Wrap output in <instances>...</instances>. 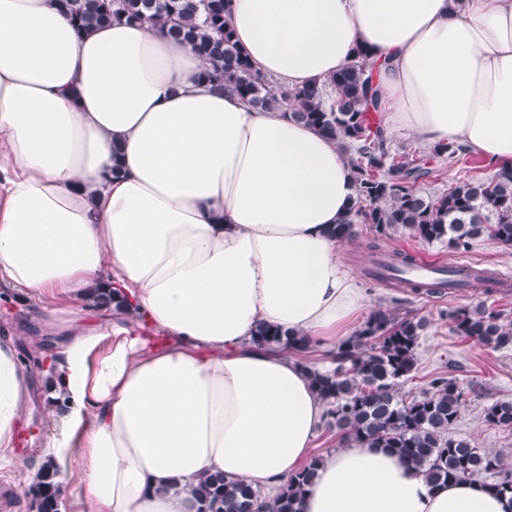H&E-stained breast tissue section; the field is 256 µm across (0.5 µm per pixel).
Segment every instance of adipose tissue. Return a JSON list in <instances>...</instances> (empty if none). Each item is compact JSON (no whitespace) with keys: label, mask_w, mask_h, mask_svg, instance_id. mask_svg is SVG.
<instances>
[{"label":"adipose tissue","mask_w":512,"mask_h":512,"mask_svg":"<svg viewBox=\"0 0 512 512\" xmlns=\"http://www.w3.org/2000/svg\"><path fill=\"white\" fill-rule=\"evenodd\" d=\"M240 52L291 88L367 53L388 132L512 168V0H232ZM204 59L148 23L78 31L58 0H0V281L49 298L43 457L73 512H196L221 475L269 512L312 459L327 405L261 325L329 346L369 303L331 231L352 214L339 144L284 108L206 84ZM126 308L78 313L94 289ZM35 390L0 341V449ZM300 512H512L479 481L430 484L348 440Z\"/></svg>","instance_id":"obj_1"}]
</instances>
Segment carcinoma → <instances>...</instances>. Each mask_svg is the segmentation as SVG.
Here are the masks:
<instances>
[{"instance_id": "carcinoma-1", "label": "carcinoma", "mask_w": 512, "mask_h": 512, "mask_svg": "<svg viewBox=\"0 0 512 512\" xmlns=\"http://www.w3.org/2000/svg\"><path fill=\"white\" fill-rule=\"evenodd\" d=\"M231 0H64L62 7L78 28L90 29L112 20L147 21L190 44L207 62L202 77L248 102L267 109L292 104L289 115L334 139L352 154L357 199L353 218L334 227L338 241L356 235L355 225L368 224L374 239L370 249L402 228L428 243L447 244L467 253L473 243L490 236L512 246V170L489 178L469 176L448 188L438 198L422 190L421 182L436 160L458 163L467 160L470 149L462 144L435 146L417 155L394 151L387 144L376 119L379 93L366 75V60L357 61L336 73L329 85L292 89L257 71L237 49L228 21ZM335 94L331 104L326 87ZM416 259L396 252L372 260L368 276L394 288L417 294L440 293L446 288H468L482 284L503 288L491 271L472 267L456 278L459 270L448 268V278L433 282L404 279L402 267ZM452 331L494 349L512 348V319L504 309L484 303L448 312ZM428 327L425 319L401 317L396 308L374 310L350 339L335 352V367L313 372V383L327 401V416L344 438L366 440L391 448L398 456L423 470L432 484L460 479H484L500 493L512 492V468L503 457L476 448L452 435L450 428L464 404V389L450 372H440L417 395L402 392L412 379L420 338ZM257 341L293 353L308 345L299 336L270 327L256 331ZM490 426L512 429V401H497L483 408ZM320 458L288 480L273 512H299L298 504L316 477ZM35 512H58L61 485L55 467L46 462L28 488ZM259 493L239 481L215 475L194 488L197 512H253Z\"/></svg>"}]
</instances>
